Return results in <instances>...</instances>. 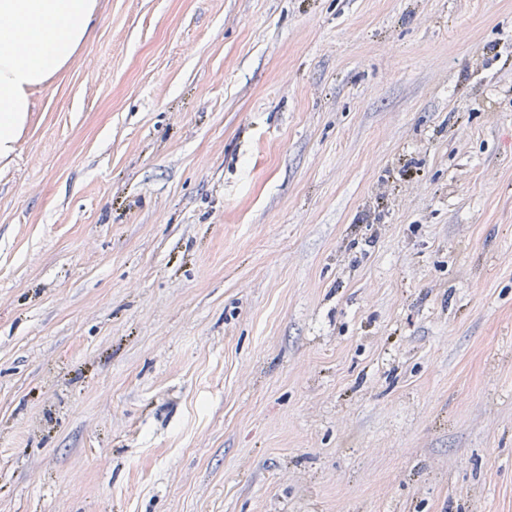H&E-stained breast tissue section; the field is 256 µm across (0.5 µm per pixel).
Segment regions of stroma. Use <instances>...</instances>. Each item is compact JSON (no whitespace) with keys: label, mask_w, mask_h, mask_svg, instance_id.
<instances>
[{"label":"stroma","mask_w":512,"mask_h":512,"mask_svg":"<svg viewBox=\"0 0 512 512\" xmlns=\"http://www.w3.org/2000/svg\"><path fill=\"white\" fill-rule=\"evenodd\" d=\"M0 163V512H512V0H98Z\"/></svg>","instance_id":"obj_1"}]
</instances>
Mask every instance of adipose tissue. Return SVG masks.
I'll use <instances>...</instances> for the list:
<instances>
[{
  "label": "adipose tissue",
  "instance_id": "1",
  "mask_svg": "<svg viewBox=\"0 0 512 512\" xmlns=\"http://www.w3.org/2000/svg\"><path fill=\"white\" fill-rule=\"evenodd\" d=\"M98 0H0V162L10 161L34 96L78 62Z\"/></svg>",
  "mask_w": 512,
  "mask_h": 512
}]
</instances>
